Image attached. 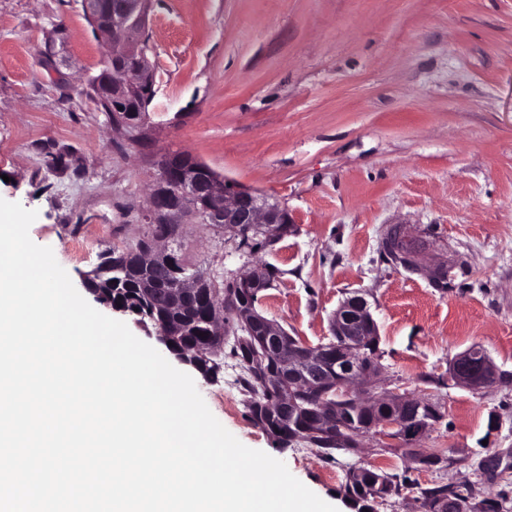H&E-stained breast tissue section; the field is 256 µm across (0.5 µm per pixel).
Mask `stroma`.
<instances>
[{
	"label": "stroma",
	"mask_w": 512,
	"mask_h": 512,
	"mask_svg": "<svg viewBox=\"0 0 512 512\" xmlns=\"http://www.w3.org/2000/svg\"><path fill=\"white\" fill-rule=\"evenodd\" d=\"M145 41L155 96L139 128L118 127L90 86L109 41L79 0H0V198L37 211L31 240L80 284L142 238L168 151L276 198L294 231L271 248L188 224L184 257L228 277L276 268L259 309L309 345L363 296L371 390L436 406L418 446L441 461L371 434L332 462L280 449L230 359L217 381L194 377L213 415L338 512L360 465L414 481L378 512H421L422 490L457 483L512 512V0H154ZM395 224L423 266L451 264L450 288L383 258ZM473 346L502 375L479 391L448 376Z\"/></svg>",
	"instance_id": "obj_1"
}]
</instances>
